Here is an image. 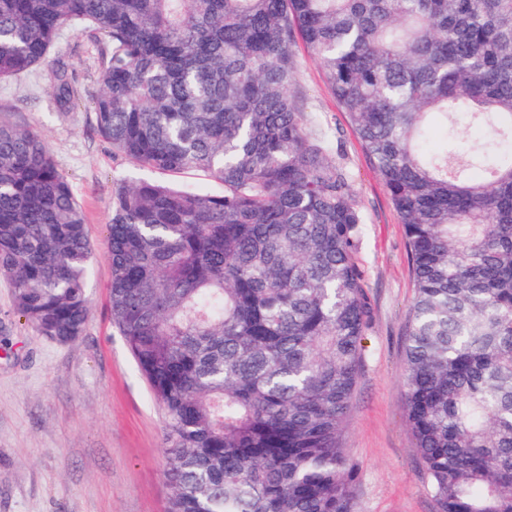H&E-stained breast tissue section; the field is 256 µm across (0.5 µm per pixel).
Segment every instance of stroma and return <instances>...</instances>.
Segmentation results:
<instances>
[{
    "instance_id": "35a3bbf8",
    "label": "stroma",
    "mask_w": 512,
    "mask_h": 512,
    "mask_svg": "<svg viewBox=\"0 0 512 512\" xmlns=\"http://www.w3.org/2000/svg\"><path fill=\"white\" fill-rule=\"evenodd\" d=\"M100 46L65 31L26 75L0 82V117L38 131L81 203L94 258L89 319L76 341L55 343L14 309L0 276V512H167L165 414L109 312L108 203L117 183L149 180L201 192L221 187L204 173L152 172L93 129ZM293 87L313 130L345 168L363 218L356 261L370 320L343 445L359 473L355 512H435L404 417L403 350L414 296L404 226L370 160L304 45ZM76 89L74 107L52 97L57 66Z\"/></svg>"
}]
</instances>
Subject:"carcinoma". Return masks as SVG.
<instances>
[{
	"mask_svg": "<svg viewBox=\"0 0 512 512\" xmlns=\"http://www.w3.org/2000/svg\"><path fill=\"white\" fill-rule=\"evenodd\" d=\"M68 28L103 44L113 153L223 186L110 203V317L166 414L169 512H354L362 218L292 93L298 38L404 224L406 419L436 512H512V0H0V82ZM53 96L76 100L62 70ZM459 113L486 133L463 153ZM93 256L44 140L0 122V275L40 335L83 334Z\"/></svg>",
	"mask_w": 512,
	"mask_h": 512,
	"instance_id": "obj_1",
	"label": "carcinoma"
}]
</instances>
